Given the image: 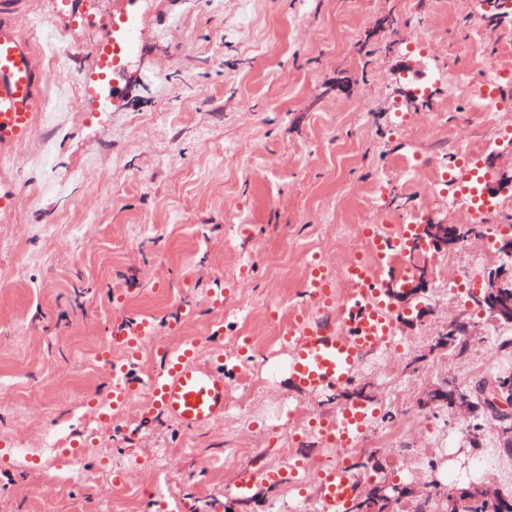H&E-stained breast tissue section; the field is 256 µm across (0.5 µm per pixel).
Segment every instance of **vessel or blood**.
<instances>
[{
  "mask_svg": "<svg viewBox=\"0 0 512 512\" xmlns=\"http://www.w3.org/2000/svg\"><path fill=\"white\" fill-rule=\"evenodd\" d=\"M23 0H0V150L27 141L42 110V72L31 45L20 35L14 17ZM347 292H339L336 275L320 261L310 262L305 282L306 307L297 309L282 332L281 348L287 356L288 376L300 389L316 393L351 384L362 359L391 346L396 338V305L359 259L344 272ZM153 322L123 320L110 330V346L136 356L152 337ZM161 364L150 381H143L129 365L111 373L112 407H127L141 392H148L144 415L163 417L183 429L200 428L222 420L226 408L231 358L218 354L200 360L195 346L178 350L158 346ZM364 404L351 403L336 415L319 419L316 440L335 459L320 472L319 512H345L357 491L350 454L358 447L370 424ZM298 480L299 468L264 472L246 471L234 483L238 496H250L255 483Z\"/></svg>",
  "mask_w": 512,
  "mask_h": 512,
  "instance_id": "b4317fda",
  "label": "vessel or blood"
}]
</instances>
